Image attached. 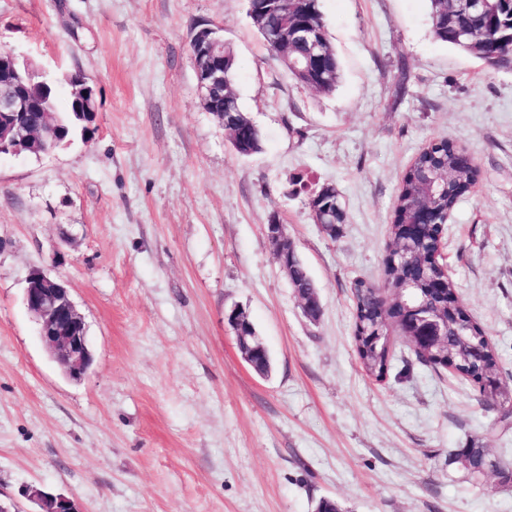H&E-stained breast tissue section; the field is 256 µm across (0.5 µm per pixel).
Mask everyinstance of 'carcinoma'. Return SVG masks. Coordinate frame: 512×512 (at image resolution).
<instances>
[{
  "instance_id": "carcinoma-1",
  "label": "carcinoma",
  "mask_w": 512,
  "mask_h": 512,
  "mask_svg": "<svg viewBox=\"0 0 512 512\" xmlns=\"http://www.w3.org/2000/svg\"><path fill=\"white\" fill-rule=\"evenodd\" d=\"M431 22L435 38L454 48H462L469 43V53L491 65L508 66L512 64V0H482L475 9L468 3L463 6L450 5L446 0H430ZM312 10L303 13V18L313 27L328 31L323 18L319 0L310 2ZM502 44L496 58L487 56L485 46L492 43ZM326 81L315 85L309 73L294 75V79L319 92L329 93L337 87L341 78L340 61L330 40H325L321 54ZM67 75L47 80L41 76L34 79L32 91L48 99L55 112L57 129L61 130L64 141L79 134L85 138L90 134L87 129V117L76 112L74 100H69L66 108L59 107L56 84L66 81ZM461 147L454 141L443 138L439 143L423 149L406 171L393 211V227L388 251L395 252L398 247L399 232L396 225L406 222L417 206L428 202L436 211L435 224L425 225L420 234L413 238L408 246L410 260L405 265L385 263L383 270L384 286L390 290L398 288L409 279L415 284L414 291L435 310L444 304V299L431 295L425 288L426 270L421 261L437 250L445 225L441 224L445 214L454 210L459 199L468 192L471 178L468 166L460 157ZM433 171L448 170L456 175L449 188H437L428 196H423L422 186L418 183V172L423 169ZM322 211L332 214L336 226L347 222L339 193L328 192L315 201ZM354 296V343L358 359L365 372L378 381L386 378L393 356L394 338L392 325L400 322L406 315V308L397 303L389 309L379 304L377 286L359 281L353 286ZM448 349L452 352L455 374L468 381H480L498 370V353L483 328L470 321L465 340L456 335V326L448 324ZM489 458L487 449L472 445L458 448L450 454V459L462 465L472 476L481 475L485 459Z\"/></svg>"
}]
</instances>
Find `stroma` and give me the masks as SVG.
<instances>
[{"label": "stroma", "instance_id": "obj_1", "mask_svg": "<svg viewBox=\"0 0 512 512\" xmlns=\"http://www.w3.org/2000/svg\"><path fill=\"white\" fill-rule=\"evenodd\" d=\"M342 77L297 84L248 0H0V47L51 76L83 72L88 140L0 159V501L36 491L81 512H512L452 450L512 463V66L436 40L428 0H320ZM218 30L262 134L237 154L196 92L190 40ZM449 137L476 187L445 231L448 275L494 344L503 406L396 346L385 381L353 342L352 286L379 283L402 179ZM336 236L308 202L324 185ZM316 286L309 320L267 239L272 217ZM65 281L93 361L66 377L25 305L33 269ZM244 311L272 366L227 322ZM314 204L320 210L328 211L332 214L333 220L336 224V234H338L340 226L347 222V213L337 190L336 193L327 192L323 197L317 199ZM450 459L460 464L475 480V476H481V469L485 459H489L487 448H481L476 445H472L469 448H457L452 454ZM466 462V464L464 462ZM475 475V476H474Z\"/></svg>", "mask_w": 512, "mask_h": 512}]
</instances>
